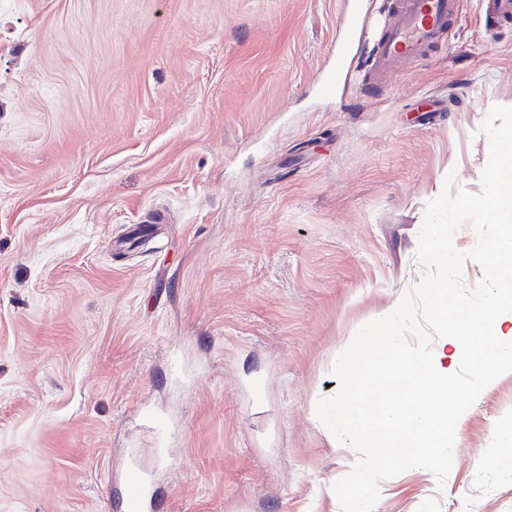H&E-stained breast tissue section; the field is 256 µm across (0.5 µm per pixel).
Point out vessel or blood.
Listing matches in <instances>:
<instances>
[{
    "mask_svg": "<svg viewBox=\"0 0 512 512\" xmlns=\"http://www.w3.org/2000/svg\"><path fill=\"white\" fill-rule=\"evenodd\" d=\"M459 0H396L387 11L383 34L365 64L364 80L373 86L385 85L389 75L404 71L406 65L438 44L456 16ZM343 27L332 53L336 71L328 75L325 89L344 92L351 77V61L362 40L365 16L360 0H344ZM151 493V485L137 464H129L125 475V510L141 512Z\"/></svg>",
    "mask_w": 512,
    "mask_h": 512,
    "instance_id": "1",
    "label": "vessel or blood"
}]
</instances>
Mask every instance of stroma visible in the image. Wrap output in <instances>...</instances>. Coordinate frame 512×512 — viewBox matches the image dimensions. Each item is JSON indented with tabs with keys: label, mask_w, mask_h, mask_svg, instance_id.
Instances as JSON below:
<instances>
[{
	"label": "stroma",
	"mask_w": 512,
	"mask_h": 512,
	"mask_svg": "<svg viewBox=\"0 0 512 512\" xmlns=\"http://www.w3.org/2000/svg\"><path fill=\"white\" fill-rule=\"evenodd\" d=\"M341 2L0 0V512H123L132 460L153 512H341L358 454L316 403L512 107L482 0L386 86L324 93ZM507 427L512 372L445 482L407 470L373 512H512Z\"/></svg>",
	"instance_id": "1"
}]
</instances>
